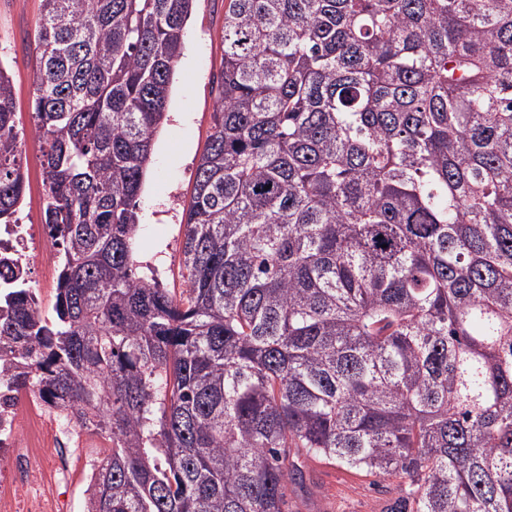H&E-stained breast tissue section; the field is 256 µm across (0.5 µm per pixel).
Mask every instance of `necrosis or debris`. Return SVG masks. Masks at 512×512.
I'll return each instance as SVG.
<instances>
[{
  "label": "necrosis or debris",
  "instance_id": "necrosis-or-debris-1",
  "mask_svg": "<svg viewBox=\"0 0 512 512\" xmlns=\"http://www.w3.org/2000/svg\"><path fill=\"white\" fill-rule=\"evenodd\" d=\"M42 224H1L0 258L30 272L36 244H48ZM79 433L32 394L9 401L0 396V512H62L61 487L70 481L71 447ZM51 461L49 478L36 468Z\"/></svg>",
  "mask_w": 512,
  "mask_h": 512
}]
</instances>
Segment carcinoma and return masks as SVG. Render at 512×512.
<instances>
[{
	"label": "carcinoma",
	"mask_w": 512,
	"mask_h": 512,
	"mask_svg": "<svg viewBox=\"0 0 512 512\" xmlns=\"http://www.w3.org/2000/svg\"><path fill=\"white\" fill-rule=\"evenodd\" d=\"M195 0H42L0 65V224L41 143L53 314L0 292V390L109 442L86 512H284L300 457L512 512V0H227L175 295L138 198ZM41 0H0V59L12 76L17 120L29 130L34 59L31 42Z\"/></svg>",
	"instance_id": "carcinoma-1"
}]
</instances>
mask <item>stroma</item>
<instances>
[{
  "mask_svg": "<svg viewBox=\"0 0 512 512\" xmlns=\"http://www.w3.org/2000/svg\"><path fill=\"white\" fill-rule=\"evenodd\" d=\"M226 0H196L186 24L185 47L176 67L168 120L155 139L139 197L140 227L137 259L155 269L163 287L181 293L180 267L184 237L183 214L191 201L196 170L213 127L215 81L220 72ZM41 13V0H0V62L12 76L17 120L28 125L34 59L31 42ZM27 190L20 212L25 223L42 218L44 188L37 139L24 146ZM82 448L72 457L66 490L67 512H83L88 458L105 452L107 441L82 432ZM306 492L288 495V512H388L402 491L396 479L379 478L335 462H301Z\"/></svg>",
  "mask_w": 512,
  "mask_h": 512,
  "instance_id": "obj_1",
  "label": "stroma"
}]
</instances>
